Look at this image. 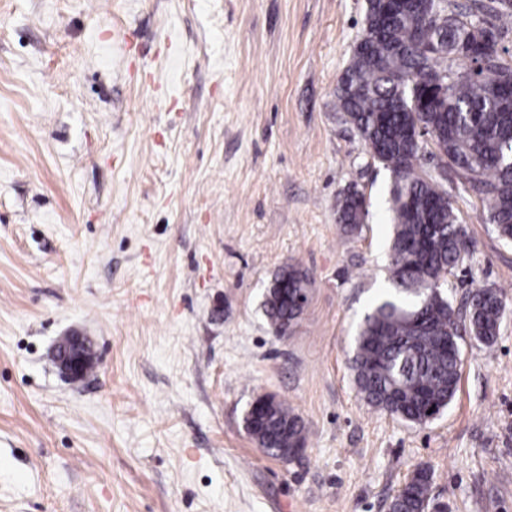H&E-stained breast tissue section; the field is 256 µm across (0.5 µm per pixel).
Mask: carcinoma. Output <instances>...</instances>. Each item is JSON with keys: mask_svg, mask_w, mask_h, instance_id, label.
Here are the masks:
<instances>
[{"mask_svg": "<svg viewBox=\"0 0 512 512\" xmlns=\"http://www.w3.org/2000/svg\"><path fill=\"white\" fill-rule=\"evenodd\" d=\"M366 47L353 50L337 80L336 108L364 141L374 163L392 173L391 288L362 324L350 359L356 390L370 406L408 423L425 424L451 402L461 358L459 326L490 345L503 312L500 292L478 287L460 314L442 290L443 274L463 265L471 243L442 186L453 169L483 203L486 223L512 241V99L498 84L512 81L501 45L512 0H369ZM447 84L443 98L428 86ZM437 150L442 173L425 168V144ZM369 214L363 193L343 191L336 222L353 233ZM263 311L286 336L308 303L311 274L287 264ZM249 435L269 455L293 459L304 450L302 419L280 400L246 416ZM432 472L416 468L389 512H429Z\"/></svg>", "mask_w": 512, "mask_h": 512, "instance_id": "cac0c4a2", "label": "carcinoma"}]
</instances>
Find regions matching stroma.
<instances>
[{
  "label": "stroma",
  "mask_w": 512,
  "mask_h": 512,
  "mask_svg": "<svg viewBox=\"0 0 512 512\" xmlns=\"http://www.w3.org/2000/svg\"><path fill=\"white\" fill-rule=\"evenodd\" d=\"M366 0H0V512H388L430 467L447 512H512V243L457 177L474 244L445 287L498 289L493 345L413 425L349 360L389 286L392 181L336 110ZM357 185L356 234L336 202ZM313 278L285 337L261 303ZM98 365L64 380L69 331ZM271 394L304 421L283 462L245 428ZM369 214L368 204L360 191L344 190L336 204V222L345 232L359 230Z\"/></svg>",
  "instance_id": "obj_1"
}]
</instances>
